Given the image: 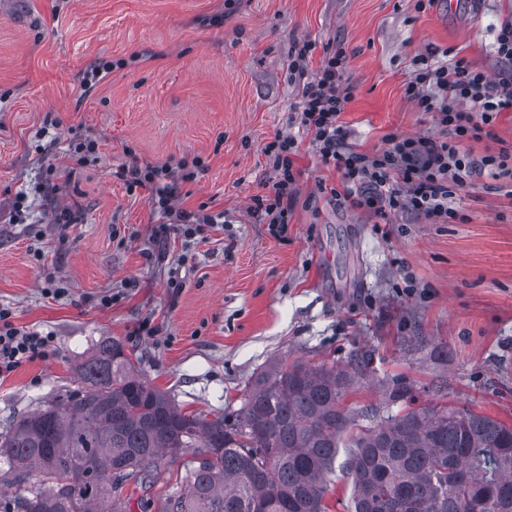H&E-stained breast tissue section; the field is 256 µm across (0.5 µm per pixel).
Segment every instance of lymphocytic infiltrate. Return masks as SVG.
Masks as SVG:
<instances>
[{
    "label": "lymphocytic infiltrate",
    "mask_w": 512,
    "mask_h": 512,
    "mask_svg": "<svg viewBox=\"0 0 512 512\" xmlns=\"http://www.w3.org/2000/svg\"><path fill=\"white\" fill-rule=\"evenodd\" d=\"M311 51L308 41L290 49V71L305 78L298 120L311 134L322 163L341 176L340 189L330 192L339 205L368 211L384 224L405 210L435 224H449L459 217L453 206L456 189L483 174L512 176L511 148L504 146L481 156L464 148L465 142L494 138L499 115L512 111V18L502 21L496 35L495 52L504 65L497 77L474 69L463 58L441 60L435 48L414 56L405 95L421 111L434 113L442 136L433 139L393 132L385 136L384 148L373 154L349 144L340 120L352 99L345 80L344 51L326 50L312 74L307 71ZM299 147L294 136L278 135L263 149L270 176L266 192L254 197L251 214L276 239L287 236L288 215L297 199ZM204 168V160L196 156L175 172L165 166L128 165L120 167L116 176L128 188L148 190L154 208L174 218V225H160V234L176 231L191 246L201 241L206 229L217 225L218 218L201 209H174L171 202L179 182L194 180ZM51 345V336L15 327L12 309L0 306V379L23 364L45 359Z\"/></svg>",
    "instance_id": "f902f5d3"
}]
</instances>
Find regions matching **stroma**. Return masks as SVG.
<instances>
[{"label":"stroma","mask_w":512,"mask_h":512,"mask_svg":"<svg viewBox=\"0 0 512 512\" xmlns=\"http://www.w3.org/2000/svg\"><path fill=\"white\" fill-rule=\"evenodd\" d=\"M510 16L512 0L453 13L448 0L423 10L416 0H0V306L17 328L54 340L49 358L0 380V431L74 387L104 341L208 419L238 409L272 360L342 368L364 353L372 374L343 408L379 404L380 381L403 377L414 407L511 425L512 180L484 175L457 190L451 224L411 212L380 224L339 207L319 191L340 176L299 134L302 83L288 72L293 42L313 44L312 72L326 46L343 48L353 98L341 120L354 147L373 153L392 132L439 133L405 95L413 56L448 48L496 75L493 29ZM49 123L51 146L35 136ZM288 133L302 174L277 240L249 209L266 191L265 144ZM85 135L99 139L100 159L81 166L67 149ZM196 156L206 168L180 183L175 205L226 223L188 250L175 236L155 243L162 218L147 190L114 172ZM21 194L29 208L15 223ZM129 228L137 237L118 243L114 230ZM51 279L67 299L45 295ZM146 322L156 335H138ZM184 461L165 459L130 512L171 492Z\"/></svg>","instance_id":"35a3bbf8"}]
</instances>
